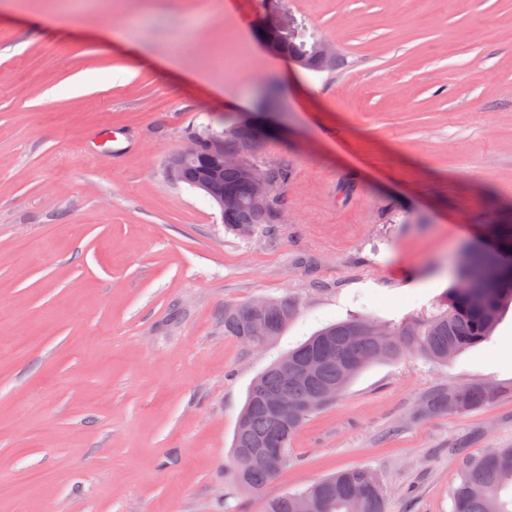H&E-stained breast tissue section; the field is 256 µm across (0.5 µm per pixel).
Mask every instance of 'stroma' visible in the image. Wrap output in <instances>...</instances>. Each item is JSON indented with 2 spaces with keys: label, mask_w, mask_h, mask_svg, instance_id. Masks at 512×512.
I'll return each mask as SVG.
<instances>
[{
  "label": "stroma",
  "mask_w": 512,
  "mask_h": 512,
  "mask_svg": "<svg viewBox=\"0 0 512 512\" xmlns=\"http://www.w3.org/2000/svg\"><path fill=\"white\" fill-rule=\"evenodd\" d=\"M332 72L254 33L263 0H0V512H264L363 466L386 512H452L469 455L512 446V308L448 365H370L241 495L231 445L253 379L323 327L396 323L512 224V0H284ZM280 87L275 233L228 234L163 168L196 125ZM288 296L258 351L224 307ZM501 388L424 414L441 384ZM320 39L321 37L315 34H307L306 31L295 27V33L289 39L288 36L286 37L283 48L291 56L306 55L309 65L305 57L288 58V62L305 70H308L310 67V71L318 72L319 68L322 71L332 70L336 65L338 56L336 47L331 42L324 39L320 41ZM318 41L315 56L319 62L313 55L314 47Z\"/></svg>",
  "instance_id": "1"
}]
</instances>
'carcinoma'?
I'll return each instance as SVG.
<instances>
[{
	"label": "carcinoma",
	"mask_w": 512,
	"mask_h": 512,
	"mask_svg": "<svg viewBox=\"0 0 512 512\" xmlns=\"http://www.w3.org/2000/svg\"><path fill=\"white\" fill-rule=\"evenodd\" d=\"M320 37L304 30L285 39L291 56L305 55L312 71H319L313 55ZM219 190L237 205L224 212V229L248 237L259 226L275 230L276 221L249 205L251 184L232 169L224 170ZM491 250L471 251L462 258L455 287L439 300L435 310L415 319L385 326L369 316L328 326L288 352L250 384L232 440L231 467L243 493L262 492L288 465L291 439L314 410L337 398L371 363L418 354L446 363L458 353L487 339L503 309L512 304V224H489ZM297 315L296 303L281 297L224 307V335L244 345L267 346L288 328ZM322 353L321 368L309 382L297 371L283 374V362ZM284 394L295 414L284 421L266 405L265 398ZM501 394L481 383L440 385L421 399L424 413L466 414L492 403ZM267 444L282 461L273 470L250 467L246 455ZM512 487V448H496L471 458L462 457L459 484L452 493L453 512H512V499L500 491ZM385 512L383 488L368 468L353 467L317 480L304 490L284 493L267 501L266 512Z\"/></svg>",
	"instance_id": "1"
}]
</instances>
